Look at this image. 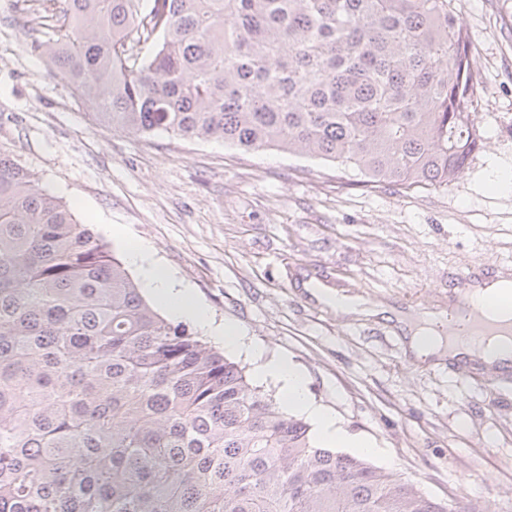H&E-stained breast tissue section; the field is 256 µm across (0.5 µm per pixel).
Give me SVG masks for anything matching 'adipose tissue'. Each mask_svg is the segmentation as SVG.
Here are the masks:
<instances>
[{
	"label": "adipose tissue",
	"mask_w": 512,
	"mask_h": 512,
	"mask_svg": "<svg viewBox=\"0 0 512 512\" xmlns=\"http://www.w3.org/2000/svg\"><path fill=\"white\" fill-rule=\"evenodd\" d=\"M127 258L140 269L148 294L167 310L171 318L194 322L202 331L222 342L225 349L244 354L251 363L256 381L280 383L285 408L305 412L317 425L316 438L325 447H334L337 441L342 440L343 434L336 425L335 415L309 400L304 376L287 358L267 357L236 325L215 323L207 309L196 301L191 288L178 282L141 245L129 244ZM468 289L471 299L485 310L487 316L504 322L512 320V279L507 275L497 273L495 278L469 284ZM444 320L445 314L441 311L426 313L418 322L401 317L400 322L408 334L409 349L416 358L445 355L459 362L479 360L487 365L501 366L512 361L511 338L493 336L473 345L461 344L439 336L437 327Z\"/></svg>",
	"instance_id": "adipose-tissue-1"
}]
</instances>
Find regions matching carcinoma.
<instances>
[{
  "mask_svg": "<svg viewBox=\"0 0 512 512\" xmlns=\"http://www.w3.org/2000/svg\"><path fill=\"white\" fill-rule=\"evenodd\" d=\"M64 0L38 43L100 123L446 186L480 141L454 0ZM0 512H489L434 500L156 310L0 152Z\"/></svg>",
  "mask_w": 512,
  "mask_h": 512,
  "instance_id": "cac0c4a2",
  "label": "carcinoma"
}]
</instances>
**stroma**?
<instances>
[{
	"instance_id": "1",
	"label": "stroma",
	"mask_w": 512,
	"mask_h": 512,
	"mask_svg": "<svg viewBox=\"0 0 512 512\" xmlns=\"http://www.w3.org/2000/svg\"><path fill=\"white\" fill-rule=\"evenodd\" d=\"M60 0H0V149L115 255L120 225L221 323L287 357L310 397L431 498L512 512V378L414 363L396 320L346 313L310 285L406 314L456 305L460 274L512 270V0H455L482 145L445 187L372 188L334 164L96 122L32 43Z\"/></svg>"
}]
</instances>
